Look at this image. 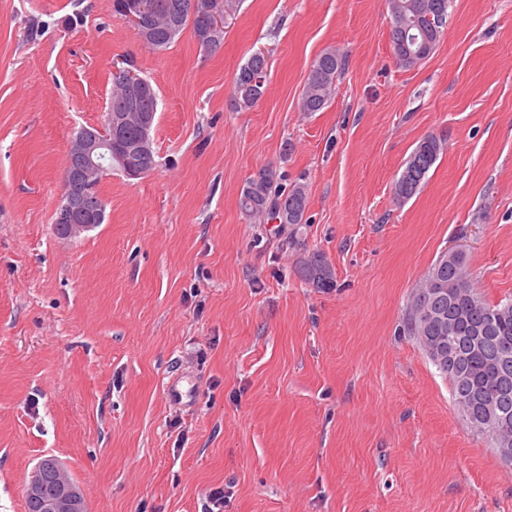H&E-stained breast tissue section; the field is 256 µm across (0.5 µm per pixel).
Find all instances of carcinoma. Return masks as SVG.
Wrapping results in <instances>:
<instances>
[{
  "label": "carcinoma",
  "instance_id": "cac0c4a2",
  "mask_svg": "<svg viewBox=\"0 0 512 512\" xmlns=\"http://www.w3.org/2000/svg\"><path fill=\"white\" fill-rule=\"evenodd\" d=\"M157 11L143 17L137 30L138 37L151 50L168 48L186 28H191L197 41L204 47L219 46L224 31L206 38L197 28L192 15L181 9L183 0H157ZM451 0H387L390 17V43L399 65L410 68L428 59L443 35V30L428 26L429 15L448 16ZM345 69V57L334 48H327L316 56L307 72L301 110L319 112L336 93V82ZM268 60L254 55L240 68L235 78L233 106L250 109L261 99L253 80L267 76ZM446 148V139L435 135L424 137L405 162V167L392 187L394 198L411 199ZM282 177L273 169L262 168L244 183L239 207L247 217L258 221L278 222L293 228L303 223L308 204V187L296 182L282 186ZM329 266L327 259L314 253L303 262L302 278L306 284L319 290L334 287L332 274L316 275ZM405 330L412 336L426 356L442 349L446 367L433 365L448 377L455 407L467 427L486 438L491 445L498 439H512V422L492 435L479 418L478 399L496 398L501 388L496 385L486 366L485 354L474 348V342L484 337V331L496 340H505L512 347V299L497 303L487 302L472 282L465 254L440 256L417 285L407 305Z\"/></svg>",
  "mask_w": 512,
  "mask_h": 512
}]
</instances>
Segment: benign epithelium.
Returning a JSON list of instances; mask_svg holds the SVG:
<instances>
[{"instance_id":"1","label":"benign epithelium","mask_w":512,"mask_h":512,"mask_svg":"<svg viewBox=\"0 0 512 512\" xmlns=\"http://www.w3.org/2000/svg\"><path fill=\"white\" fill-rule=\"evenodd\" d=\"M200 29L208 35L223 27L224 10L221 0H213L211 6L199 15ZM116 79L127 87L128 111L114 112L107 109L101 125L84 127L72 139L68 151L67 166L63 175L64 193L57 208L55 233L64 239H76L87 232L91 225L103 216V207L90 189L96 179L112 170V145L122 143L132 155L147 161L153 156V148L146 137L128 139V130L135 127L145 132L150 129L156 113L139 106V93L143 79L131 67H116ZM492 370L508 386L512 379V350L508 345H497L487 353ZM507 400L488 403L483 408V422L494 427L508 421ZM24 496L29 502H38L41 512H85V501L76 485L60 466L33 468L24 485Z\"/></svg>"}]
</instances>
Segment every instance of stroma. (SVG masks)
Instances as JSON below:
<instances>
[{
    "label": "stroma",
    "instance_id": "stroma-1",
    "mask_svg": "<svg viewBox=\"0 0 512 512\" xmlns=\"http://www.w3.org/2000/svg\"><path fill=\"white\" fill-rule=\"evenodd\" d=\"M112 3L0 0V512H25L45 457L88 512H201L219 486L224 512H512V466L404 331L449 250L487 301L512 297V0H453L412 68L385 0H242L212 51L189 30L150 50ZM330 47L336 95L301 111ZM258 50L263 98L235 111ZM124 58L158 95L157 166L107 172L104 223L60 239L69 143L102 123ZM430 134L447 148L397 201ZM263 167L307 185L295 230L241 213ZM313 252L330 290L297 274ZM179 373L191 404L164 393ZM267 70V57H256L254 52L236 75L233 95L235 109H250L259 102L265 88L264 82L266 81ZM259 76H263L265 79L258 78V83L260 85L264 84L258 92L257 83H253V80ZM446 148V139L436 135H427L414 148L409 158L405 162V167L398 178L395 179L392 187L393 196L397 201H406L411 199L420 189L424 179L436 163L439 155ZM417 154L426 157L425 169L420 172L418 169L410 168Z\"/></svg>",
    "mask_w": 512,
    "mask_h": 512
}]
</instances>
